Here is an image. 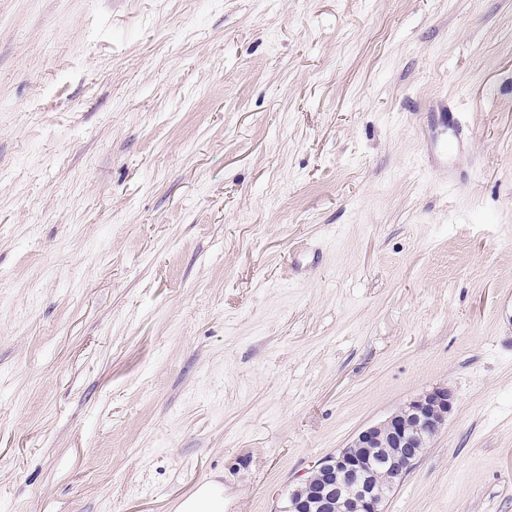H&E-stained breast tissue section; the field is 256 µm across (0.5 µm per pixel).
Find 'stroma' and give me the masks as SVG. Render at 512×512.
Masks as SVG:
<instances>
[{
	"instance_id": "obj_1",
	"label": "stroma",
	"mask_w": 512,
	"mask_h": 512,
	"mask_svg": "<svg viewBox=\"0 0 512 512\" xmlns=\"http://www.w3.org/2000/svg\"><path fill=\"white\" fill-rule=\"evenodd\" d=\"M438 385L384 512H512V0H0V512H284ZM190 512H223L224 495L218 486L204 485L180 506Z\"/></svg>"
}]
</instances>
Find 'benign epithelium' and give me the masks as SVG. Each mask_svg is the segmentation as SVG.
<instances>
[{
    "instance_id": "7a95c632",
    "label": "benign epithelium",
    "mask_w": 512,
    "mask_h": 512,
    "mask_svg": "<svg viewBox=\"0 0 512 512\" xmlns=\"http://www.w3.org/2000/svg\"><path fill=\"white\" fill-rule=\"evenodd\" d=\"M454 405L453 391L439 385L413 398L385 420L365 427L350 443V447L360 449V454L344 448L319 463V506L332 512H383L386 494L373 482V452L391 440L409 450L421 442H431L447 425ZM416 460L417 456L409 452L386 459L387 490L402 481Z\"/></svg>"
}]
</instances>
